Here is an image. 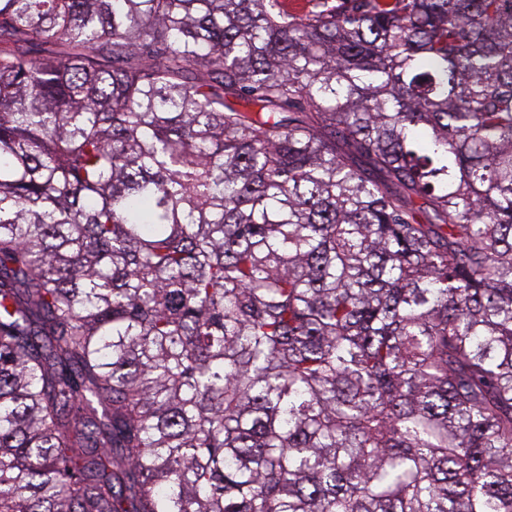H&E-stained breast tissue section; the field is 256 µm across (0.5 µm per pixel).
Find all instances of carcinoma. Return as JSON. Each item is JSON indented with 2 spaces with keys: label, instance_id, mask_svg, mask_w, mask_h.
<instances>
[{
  "label": "carcinoma",
  "instance_id": "cac0c4a2",
  "mask_svg": "<svg viewBox=\"0 0 512 512\" xmlns=\"http://www.w3.org/2000/svg\"><path fill=\"white\" fill-rule=\"evenodd\" d=\"M0 512H512V0H0Z\"/></svg>",
  "mask_w": 512,
  "mask_h": 512
}]
</instances>
